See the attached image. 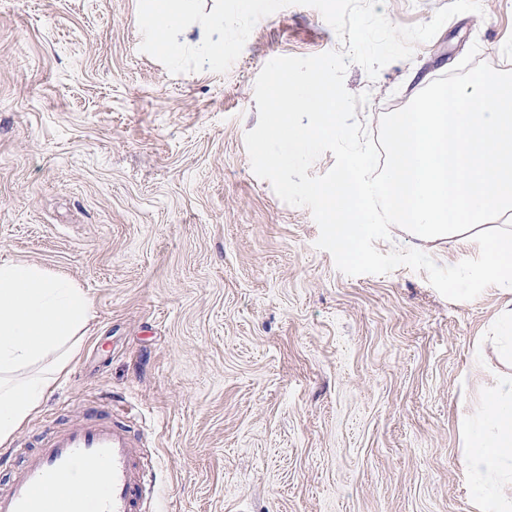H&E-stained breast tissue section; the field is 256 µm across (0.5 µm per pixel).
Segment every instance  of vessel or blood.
Masks as SVG:
<instances>
[{
	"label": "vessel or blood",
	"mask_w": 512,
	"mask_h": 512,
	"mask_svg": "<svg viewBox=\"0 0 512 512\" xmlns=\"http://www.w3.org/2000/svg\"><path fill=\"white\" fill-rule=\"evenodd\" d=\"M75 491H44L62 481ZM155 470L122 411H93L22 451L5 486L0 512H146Z\"/></svg>",
	"instance_id": "vessel-or-blood-1"
}]
</instances>
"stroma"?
Segmentation results:
<instances>
[{"mask_svg": "<svg viewBox=\"0 0 512 512\" xmlns=\"http://www.w3.org/2000/svg\"><path fill=\"white\" fill-rule=\"evenodd\" d=\"M451 0H383L398 26ZM450 18L412 59L344 84L370 133L471 45L512 70V0ZM137 0H0V261L42 265L93 306L76 359L14 435L101 397L135 410L146 512H475L462 423L495 381L503 300L426 272L348 276L309 209L252 171L255 80L341 49L314 8L259 20L225 73L141 52Z\"/></svg>", "mask_w": 512, "mask_h": 512, "instance_id": "stroma-1", "label": "stroma"}]
</instances>
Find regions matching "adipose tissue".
Instances as JSON below:
<instances>
[{
	"instance_id": "obj_1",
	"label": "adipose tissue",
	"mask_w": 512,
	"mask_h": 512,
	"mask_svg": "<svg viewBox=\"0 0 512 512\" xmlns=\"http://www.w3.org/2000/svg\"><path fill=\"white\" fill-rule=\"evenodd\" d=\"M91 312L77 284L34 263H0V445L75 359Z\"/></svg>"
}]
</instances>
